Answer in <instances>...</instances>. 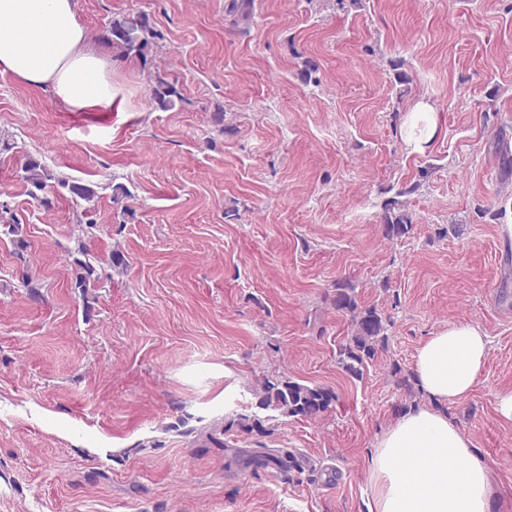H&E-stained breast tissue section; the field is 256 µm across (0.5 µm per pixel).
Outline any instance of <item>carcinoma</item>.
I'll list each match as a JSON object with an SVG mask.
<instances>
[{
	"label": "carcinoma",
	"mask_w": 512,
	"mask_h": 512,
	"mask_svg": "<svg viewBox=\"0 0 512 512\" xmlns=\"http://www.w3.org/2000/svg\"><path fill=\"white\" fill-rule=\"evenodd\" d=\"M154 23L145 12L122 14L98 33V39L112 47L118 58H137L147 65L152 61L154 46ZM151 94L155 102L164 109L174 106L177 91L163 76L154 73ZM22 179L29 187V194L35 198L54 185L65 190L73 198L87 203L96 196L93 187L55 176L46 166L35 159L27 160L22 166ZM0 233L13 237L18 250L23 251L28 243L22 238V226L15 219L0 223ZM77 252L85 259H75V287L84 290L95 287L98 281L94 258L86 255V247L79 244ZM336 310L344 311L351 317L353 330L346 344L339 348L338 363L351 377H362L364 370L375 359L379 348L387 341V318L377 309L360 307L351 290L344 285L336 287ZM255 407L263 411H274L285 418L316 419L325 413L336 401V395L329 389L310 386L283 377H264L252 391ZM241 432L266 435L269 429L265 419L256 414H239L224 426Z\"/></svg>",
	"instance_id": "cac0c4a2"
}]
</instances>
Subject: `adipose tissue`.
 Returning a JSON list of instances; mask_svg holds the SVG:
<instances>
[{
	"label": "adipose tissue",
	"instance_id": "obj_1",
	"mask_svg": "<svg viewBox=\"0 0 512 512\" xmlns=\"http://www.w3.org/2000/svg\"><path fill=\"white\" fill-rule=\"evenodd\" d=\"M0 70L78 110L112 102V68L89 48L74 0H0ZM488 345L466 322L429 337L414 356L423 389L440 401L465 398ZM369 488L368 512H494L501 494L473 442L428 407L409 410L378 441Z\"/></svg>",
	"mask_w": 512,
	"mask_h": 512
}]
</instances>
